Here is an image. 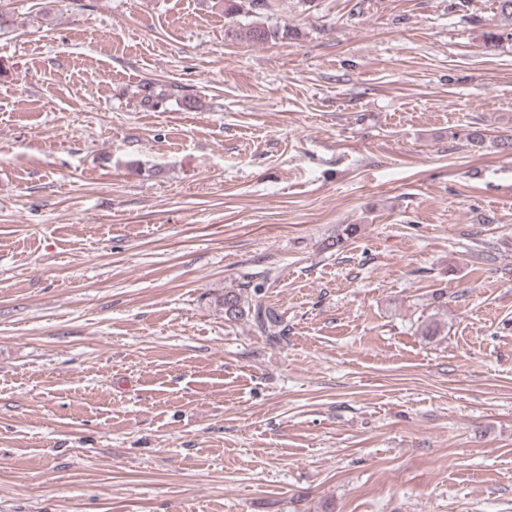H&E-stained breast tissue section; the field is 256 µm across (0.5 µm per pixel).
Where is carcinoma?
<instances>
[{
  "mask_svg": "<svg viewBox=\"0 0 512 512\" xmlns=\"http://www.w3.org/2000/svg\"><path fill=\"white\" fill-rule=\"evenodd\" d=\"M270 8V0H224V13L232 17L255 16ZM227 35L235 39L262 43L278 38L279 30L250 21L227 29ZM168 101V94L155 92L149 84L143 86L142 105L150 108H164ZM249 287L250 283L247 282L242 291H224V294L215 300L218 311L224 314V319L227 321H237L247 317L261 335L271 342H280L284 338L285 331L283 317L264 302L258 287H253V295H248L245 289Z\"/></svg>",
  "mask_w": 512,
  "mask_h": 512,
  "instance_id": "obj_1",
  "label": "carcinoma"
}]
</instances>
